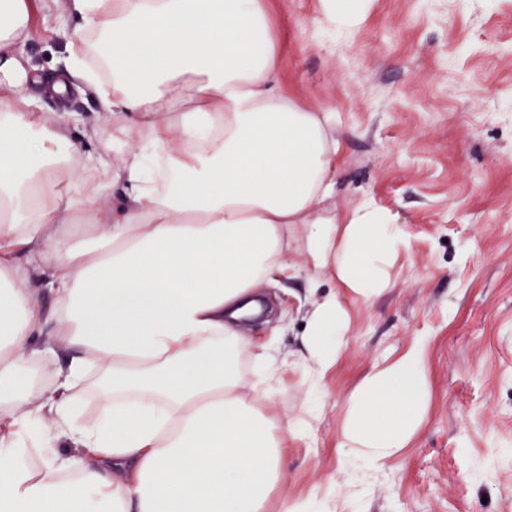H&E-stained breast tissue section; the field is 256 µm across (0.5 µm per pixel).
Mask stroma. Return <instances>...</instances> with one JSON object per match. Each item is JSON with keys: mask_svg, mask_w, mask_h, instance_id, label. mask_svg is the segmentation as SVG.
<instances>
[{"mask_svg": "<svg viewBox=\"0 0 512 512\" xmlns=\"http://www.w3.org/2000/svg\"><path fill=\"white\" fill-rule=\"evenodd\" d=\"M44 37L24 56L46 84L61 77L63 9L28 0ZM281 46L283 89L336 114V204L363 196L393 210L409 243L396 279L374 303L350 302L352 332L325 380L322 416L299 364L311 307L306 277L260 290L276 320L252 339L286 356L269 408L293 428L286 475L271 493L317 512H512V0H373L364 21L338 29L320 0H267ZM43 116L85 122L101 112L89 91L43 95ZM429 337L428 416L410 448L356 487H339L337 444L363 375Z\"/></svg>", "mask_w": 512, "mask_h": 512, "instance_id": "35a3bbf8", "label": "stroma"}]
</instances>
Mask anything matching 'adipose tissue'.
Instances as JSON below:
<instances>
[{"label":"adipose tissue","mask_w":512,"mask_h":512,"mask_svg":"<svg viewBox=\"0 0 512 512\" xmlns=\"http://www.w3.org/2000/svg\"><path fill=\"white\" fill-rule=\"evenodd\" d=\"M65 9L82 26L51 89L92 90L113 131L85 127L87 152L70 119H36L17 57L36 35L27 0H0V512H267L288 440L267 411L284 361L239 320L264 281L333 278L301 339L320 392L348 343L343 295L369 304L391 288L408 242L372 198L337 209L336 117L283 91L266 0ZM135 132L145 148H123ZM295 246L305 267L288 262ZM426 350L416 338L351 393L342 483L418 432ZM93 369L98 422L77 428L74 396ZM33 427L35 472L16 444Z\"/></svg>","instance_id":"adipose-tissue-1"}]
</instances>
